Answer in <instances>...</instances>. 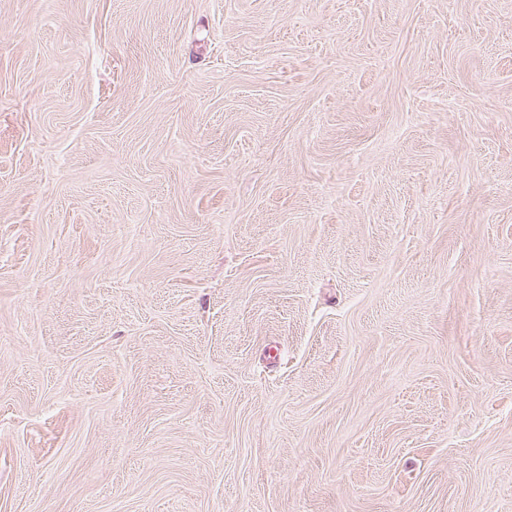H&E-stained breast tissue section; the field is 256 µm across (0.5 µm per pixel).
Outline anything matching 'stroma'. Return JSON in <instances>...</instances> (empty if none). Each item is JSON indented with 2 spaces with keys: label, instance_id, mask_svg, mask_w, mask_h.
<instances>
[{
  "label": "stroma",
  "instance_id": "stroma-1",
  "mask_svg": "<svg viewBox=\"0 0 512 512\" xmlns=\"http://www.w3.org/2000/svg\"><path fill=\"white\" fill-rule=\"evenodd\" d=\"M0 512H512V0H0Z\"/></svg>",
  "mask_w": 512,
  "mask_h": 512
}]
</instances>
